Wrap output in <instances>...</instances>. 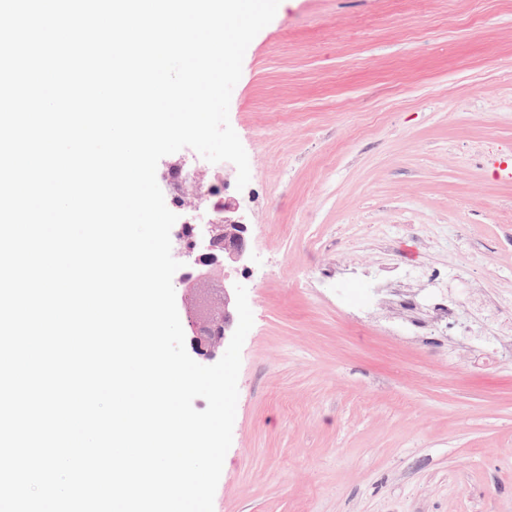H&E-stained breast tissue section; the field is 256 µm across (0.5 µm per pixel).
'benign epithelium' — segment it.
Instances as JSON below:
<instances>
[{
  "label": "benign epithelium",
  "mask_w": 512,
  "mask_h": 512,
  "mask_svg": "<svg viewBox=\"0 0 512 512\" xmlns=\"http://www.w3.org/2000/svg\"><path fill=\"white\" fill-rule=\"evenodd\" d=\"M205 175L202 172L191 179L176 181L175 189L181 196L180 207L194 212L200 211L204 196ZM239 204H222L224 218L207 219L202 224H185L187 237L183 256L190 261V271L183 274L180 283L185 295L195 298L206 282L212 280L214 272L224 265L243 266L248 261L244 233L247 225L238 215ZM234 283L224 281L219 295L198 305L199 320L192 323L191 345L194 352L206 359L215 356L216 351L234 333L232 309L235 304Z\"/></svg>",
  "instance_id": "7a95c632"
}]
</instances>
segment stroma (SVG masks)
<instances>
[{
  "mask_svg": "<svg viewBox=\"0 0 512 512\" xmlns=\"http://www.w3.org/2000/svg\"><path fill=\"white\" fill-rule=\"evenodd\" d=\"M229 121L254 325L214 512H512V345L472 337L512 321V0H288Z\"/></svg>",
  "mask_w": 512,
  "mask_h": 512,
  "instance_id": "1",
  "label": "stroma"
}]
</instances>
